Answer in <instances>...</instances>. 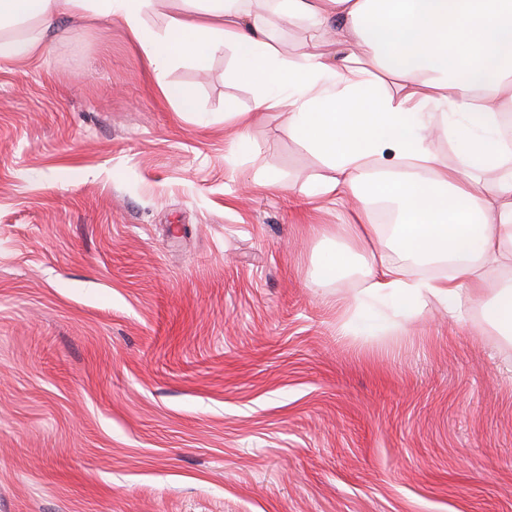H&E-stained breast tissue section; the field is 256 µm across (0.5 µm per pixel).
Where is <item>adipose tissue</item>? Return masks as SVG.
I'll use <instances>...</instances> for the list:
<instances>
[{
	"label": "adipose tissue",
	"instance_id": "ef3b65f1",
	"mask_svg": "<svg viewBox=\"0 0 512 512\" xmlns=\"http://www.w3.org/2000/svg\"><path fill=\"white\" fill-rule=\"evenodd\" d=\"M153 2L0 0V32L31 26L0 35V63L39 54L59 15H115L163 96L189 112L194 91L167 82L170 64L203 69L232 47L256 109H287L289 135L334 172L302 195L346 201L355 221L341 236L383 234L404 255L371 257L368 295L397 312L430 295L460 324L475 316L512 335V139L500 131L512 114V0H184L157 33L145 26ZM284 19L317 34L300 55L280 48ZM442 134L454 160L431 148ZM380 198L397 211L386 228L374 221ZM417 259L448 271L415 276Z\"/></svg>",
	"mask_w": 512,
	"mask_h": 512
}]
</instances>
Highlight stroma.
<instances>
[{"mask_svg":"<svg viewBox=\"0 0 512 512\" xmlns=\"http://www.w3.org/2000/svg\"><path fill=\"white\" fill-rule=\"evenodd\" d=\"M0 65V512H512V341L435 299L397 337L344 207L225 48L162 97L116 17ZM357 304L348 314L349 304ZM349 265V255L345 253H332L324 256L313 267L311 277L316 281H331L339 278Z\"/></svg>","mask_w":512,"mask_h":512,"instance_id":"obj_1","label":"stroma"}]
</instances>
